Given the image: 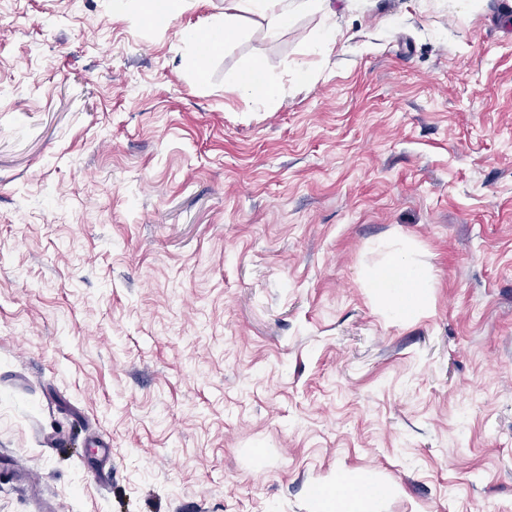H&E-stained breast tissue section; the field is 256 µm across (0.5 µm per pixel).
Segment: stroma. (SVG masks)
<instances>
[{"label": "stroma", "instance_id": "35a3bbf8", "mask_svg": "<svg viewBox=\"0 0 512 512\" xmlns=\"http://www.w3.org/2000/svg\"><path fill=\"white\" fill-rule=\"evenodd\" d=\"M142 7L0 0V512H512V0ZM328 0H225L224 18L210 23L203 34L194 30L182 33L183 39L194 43L201 61L213 47L241 37L239 19L242 14L257 15L272 27L287 25L299 12L321 10ZM236 90L246 100L258 101L277 93L267 71L259 63L248 65L238 76ZM369 288L383 295L392 312L399 315L412 314L425 301L430 288L427 273L405 260H395L374 272ZM362 487V488H361ZM359 493L336 494L319 502L320 512H367L369 505L390 493V488L381 483L360 485Z\"/></svg>", "mask_w": 512, "mask_h": 512}]
</instances>
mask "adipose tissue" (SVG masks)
<instances>
[{"label": "adipose tissue", "mask_w": 512, "mask_h": 512, "mask_svg": "<svg viewBox=\"0 0 512 512\" xmlns=\"http://www.w3.org/2000/svg\"><path fill=\"white\" fill-rule=\"evenodd\" d=\"M326 0H224V16L210 23L204 33L184 31L183 39L194 43L199 58H206L213 47L237 40L241 36L239 20L252 14L266 19L271 26L286 25L300 12L317 11ZM369 288L383 295L392 312L407 315L425 301L429 279L426 272L404 260L393 261L374 272ZM390 489L381 483L362 486L359 492L346 493L320 501L319 512H368L370 504L387 496Z\"/></svg>", "instance_id": "obj_1"}]
</instances>
